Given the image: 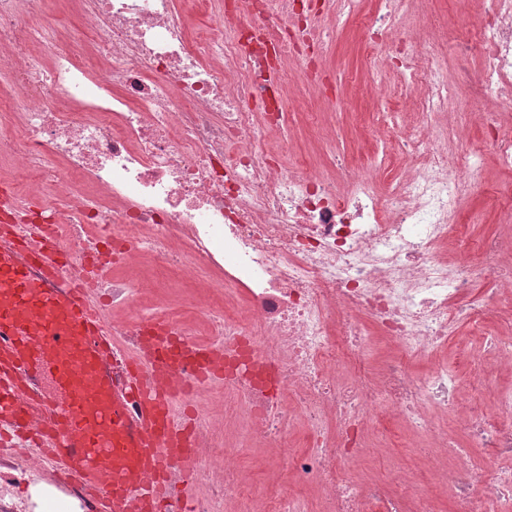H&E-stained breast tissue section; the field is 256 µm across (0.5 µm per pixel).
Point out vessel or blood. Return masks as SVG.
I'll list each match as a JSON object with an SVG mask.
<instances>
[{
    "label": "vessel or blood",
    "mask_w": 512,
    "mask_h": 512,
    "mask_svg": "<svg viewBox=\"0 0 512 512\" xmlns=\"http://www.w3.org/2000/svg\"><path fill=\"white\" fill-rule=\"evenodd\" d=\"M52 253L38 226L0 225V427L27 431L16 396L40 375L50 461L101 495L102 512H125L140 472H165L179 444L163 435L166 399L131 407L149 378L118 373V351L100 308L48 273Z\"/></svg>",
    "instance_id": "obj_1"
}]
</instances>
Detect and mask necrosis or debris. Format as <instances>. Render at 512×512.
<instances>
[{
  "mask_svg": "<svg viewBox=\"0 0 512 512\" xmlns=\"http://www.w3.org/2000/svg\"><path fill=\"white\" fill-rule=\"evenodd\" d=\"M87 49L64 43L44 0H0V224H48L64 275L96 291L128 353L155 326L160 356L185 380L190 346L224 352V381L170 404L186 442L159 512H512V240L495 233L449 261L482 161L465 130L483 123L512 170V126L482 111L512 106V0H488L479 25L444 42L414 31L400 73L417 101L399 142L398 181L376 168L328 173L280 163L267 138L285 120V86L312 82L322 22L367 14L368 89H384L382 49L412 0H70ZM478 59L448 80L445 57ZM493 286L480 290L484 280ZM483 354L445 357L459 327ZM262 449L269 490L240 442ZM0 512H98L41 455L0 440Z\"/></svg>",
  "mask_w": 512,
  "mask_h": 512,
  "instance_id": "1",
  "label": "necrosis or debris"
}]
</instances>
